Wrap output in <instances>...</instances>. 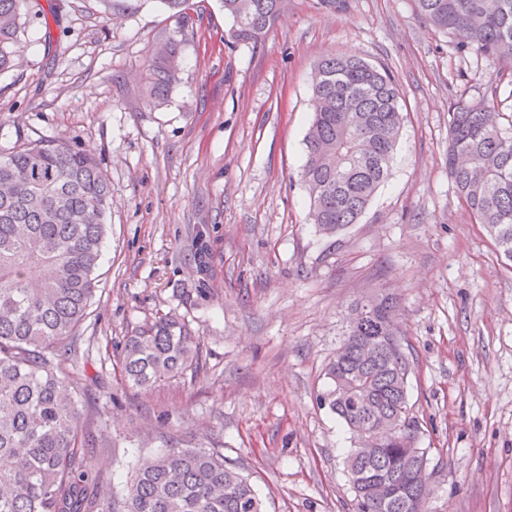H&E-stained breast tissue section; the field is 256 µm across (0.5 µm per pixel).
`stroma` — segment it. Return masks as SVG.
Instances as JSON below:
<instances>
[{
	"instance_id": "35a3bbf8",
	"label": "stroma",
	"mask_w": 512,
	"mask_h": 512,
	"mask_svg": "<svg viewBox=\"0 0 512 512\" xmlns=\"http://www.w3.org/2000/svg\"><path fill=\"white\" fill-rule=\"evenodd\" d=\"M189 5L185 20L159 0L115 18L102 0H33L20 64L0 73V155L67 141L92 149L111 184L77 343L88 466L120 497L140 462L216 448L266 512H355L351 438L317 397L349 305L390 292L429 512H512V262L448 174L452 105L493 85L490 104L512 124V83L458 54L414 0H288L255 45L231 38L220 0ZM170 39L182 69L153 104L142 76ZM331 52L386 67L405 125L358 223L326 237L300 175L314 66ZM169 312L196 333L197 370L122 385L126 336Z\"/></svg>"
}]
</instances>
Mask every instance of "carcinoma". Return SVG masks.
Segmentation results:
<instances>
[{"mask_svg": "<svg viewBox=\"0 0 512 512\" xmlns=\"http://www.w3.org/2000/svg\"><path fill=\"white\" fill-rule=\"evenodd\" d=\"M419 15L451 35L460 52L512 65V0H414ZM231 37L262 40L287 0H221ZM23 0H0V72L19 61ZM181 67L170 40L148 61L151 101L162 102ZM404 123L400 92L383 67L359 58H322L315 68L312 122L302 172L309 216L331 236L358 222L389 176ZM448 174L475 221L512 260V129L485 99L458 101L450 113ZM111 187L96 157L59 140H30L0 155V512H265L254 486L224 465L216 449L170 451L136 472L120 504L86 463L80 389L71 358L99 282ZM327 367L319 403L351 434L373 426L379 446L350 451L358 512H427L430 493L415 481L424 453L414 447L409 362L396 338L397 301L377 295L350 307ZM377 344L365 354L362 340ZM196 336L168 313L125 340L122 383L148 387L197 368Z\"/></svg>", "mask_w": 512, "mask_h": 512, "instance_id": "obj_1", "label": "carcinoma"}]
</instances>
